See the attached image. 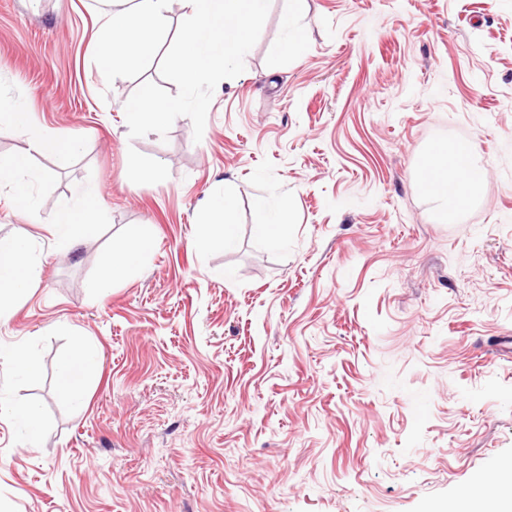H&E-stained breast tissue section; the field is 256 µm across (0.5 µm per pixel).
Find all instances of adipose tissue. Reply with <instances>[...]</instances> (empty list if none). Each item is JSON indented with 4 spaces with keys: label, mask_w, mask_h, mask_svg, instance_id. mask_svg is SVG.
Here are the masks:
<instances>
[{
    "label": "adipose tissue",
    "mask_w": 512,
    "mask_h": 512,
    "mask_svg": "<svg viewBox=\"0 0 512 512\" xmlns=\"http://www.w3.org/2000/svg\"><path fill=\"white\" fill-rule=\"evenodd\" d=\"M168 3L169 0H130L129 7L109 13L98 50L100 66L106 73L119 75L153 52L167 18ZM4 118L13 127L29 134L31 147L37 153L65 161L78 149L75 140L37 129L30 113L15 109L5 113ZM469 156V148L463 145L442 143L434 148L426 162L432 183L429 194L441 217L461 212L484 180L483 175L477 174L469 164ZM102 213L97 188H80L73 202L63 204L57 210L50 226L59 251L70 252L81 237L93 233L102 220ZM150 246V239L144 236L112 251L93 281V288L105 292L114 281L138 270ZM33 252V239L27 231L21 230L0 240V319L6 318L11 303L24 298L40 276L41 269ZM97 364L89 340L83 336L74 337L71 354L58 371L61 394L77 396L82 374L93 370Z\"/></svg>",
    "instance_id": "1"
}]
</instances>
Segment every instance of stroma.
Wrapping results in <instances>:
<instances>
[{
  "instance_id": "1",
  "label": "stroma",
  "mask_w": 512,
  "mask_h": 512,
  "mask_svg": "<svg viewBox=\"0 0 512 512\" xmlns=\"http://www.w3.org/2000/svg\"><path fill=\"white\" fill-rule=\"evenodd\" d=\"M98 0H0V106L79 142L67 163L0 124L36 202L0 189V238L26 228L40 279L0 320V399L31 402L30 445L0 413V512H441L512 467V0H271L239 76L188 117L130 139L125 104L152 56L101 72ZM485 176L440 222L419 172L440 143ZM142 159L157 169L144 175ZM104 221L66 256L48 231L82 184ZM231 195L237 245L201 247ZM284 209L286 241L254 231ZM143 269L89 283L140 235ZM102 364L58 394L71 333ZM42 365L19 374L11 351Z\"/></svg>"
}]
</instances>
